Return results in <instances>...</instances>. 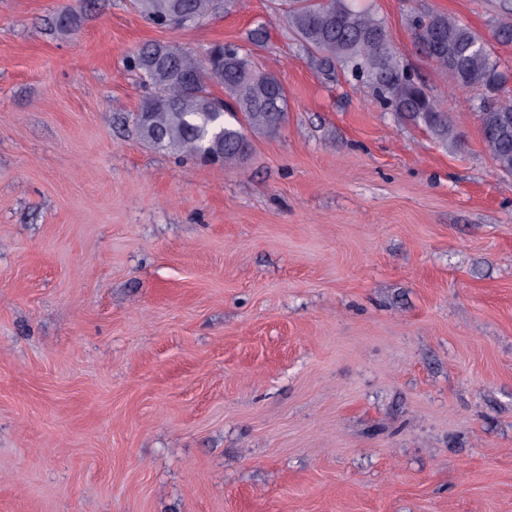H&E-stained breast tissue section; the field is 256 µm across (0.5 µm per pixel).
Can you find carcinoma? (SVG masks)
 I'll return each instance as SVG.
<instances>
[{
  "instance_id": "carcinoma-1",
  "label": "carcinoma",
  "mask_w": 512,
  "mask_h": 512,
  "mask_svg": "<svg viewBox=\"0 0 512 512\" xmlns=\"http://www.w3.org/2000/svg\"><path fill=\"white\" fill-rule=\"evenodd\" d=\"M147 20L184 29L228 11L233 0H133ZM288 32L318 66L339 69L368 84L376 100L401 123L422 126L437 142L456 148V123L431 98L400 60L384 19L359 0H281ZM509 21L496 36L512 41V0H501ZM419 50L431 59L452 88L501 90L505 71L467 24L443 12L410 19ZM133 66L151 93L134 116L149 145L179 156L232 164L248 153L254 135L278 132L288 114V95L275 74L260 69L236 45L216 44L199 55L178 45L148 44ZM224 89L218 98L211 86ZM476 117L497 170L512 177V96L482 103Z\"/></svg>"
}]
</instances>
